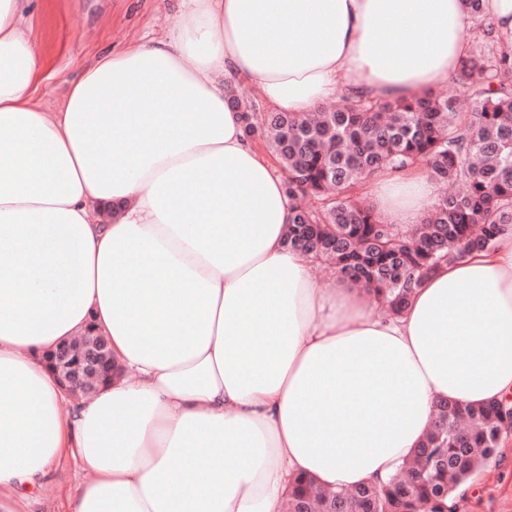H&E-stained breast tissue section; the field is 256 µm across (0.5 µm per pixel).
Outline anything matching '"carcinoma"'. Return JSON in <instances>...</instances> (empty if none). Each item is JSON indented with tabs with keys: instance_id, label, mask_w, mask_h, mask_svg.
I'll return each mask as SVG.
<instances>
[{
	"instance_id": "obj_1",
	"label": "carcinoma",
	"mask_w": 512,
	"mask_h": 512,
	"mask_svg": "<svg viewBox=\"0 0 512 512\" xmlns=\"http://www.w3.org/2000/svg\"><path fill=\"white\" fill-rule=\"evenodd\" d=\"M482 31L460 61L457 98L344 96L330 110L277 112L228 91L247 138L261 137L287 173L295 200L286 245L400 314L443 264L489 253L512 227V48L496 35L483 0H461ZM423 165L445 188L420 224H389L364 196L371 176ZM311 198L315 205L302 200ZM512 431V404L442 400L432 430L385 483L326 489L295 480L286 512H455L456 490L497 456Z\"/></svg>"
}]
</instances>
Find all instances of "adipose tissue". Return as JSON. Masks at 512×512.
I'll return each mask as SVG.
<instances>
[{"instance_id":"adipose-tissue-1","label":"adipose tissue","mask_w":512,"mask_h":512,"mask_svg":"<svg viewBox=\"0 0 512 512\" xmlns=\"http://www.w3.org/2000/svg\"><path fill=\"white\" fill-rule=\"evenodd\" d=\"M32 2L0 0V512L61 462L68 512H284L294 476L394 474L438 400L512 393V229L373 314L288 249L285 181L225 101L243 78L281 112L420 97L467 52L460 0H180L53 112ZM368 191L412 225L436 185L416 167ZM91 321L124 375L77 399L42 355Z\"/></svg>"}]
</instances>
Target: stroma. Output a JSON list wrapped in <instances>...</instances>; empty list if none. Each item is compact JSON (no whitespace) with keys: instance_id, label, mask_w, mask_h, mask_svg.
<instances>
[{"instance_id":"1","label":"stroma","mask_w":512,"mask_h":512,"mask_svg":"<svg viewBox=\"0 0 512 512\" xmlns=\"http://www.w3.org/2000/svg\"><path fill=\"white\" fill-rule=\"evenodd\" d=\"M177 0H106L89 11L84 0H54L50 13H35L33 33L45 45L58 46L40 88L47 109L64 100L68 83L95 54L128 42L159 35L177 20ZM81 480L72 463L54 466L48 486L35 496L27 512H64L62 493ZM512 504V434L503 437L491 473L476 492L458 496L456 512H504Z\"/></svg>"}]
</instances>
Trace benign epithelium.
Returning <instances> with one entry per match:
<instances>
[{
    "mask_svg": "<svg viewBox=\"0 0 512 512\" xmlns=\"http://www.w3.org/2000/svg\"><path fill=\"white\" fill-rule=\"evenodd\" d=\"M110 353L111 343L105 338L80 350L75 341L64 339L51 349L49 364L68 393L91 395L109 375L106 361Z\"/></svg>",
    "mask_w": 512,
    "mask_h": 512,
    "instance_id": "7a95c632",
    "label": "benign epithelium"
}]
</instances>
